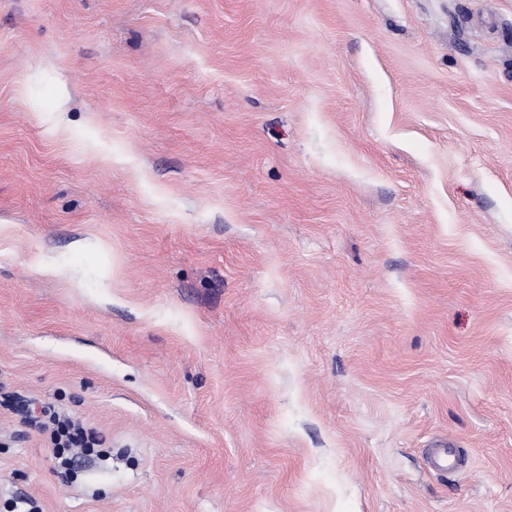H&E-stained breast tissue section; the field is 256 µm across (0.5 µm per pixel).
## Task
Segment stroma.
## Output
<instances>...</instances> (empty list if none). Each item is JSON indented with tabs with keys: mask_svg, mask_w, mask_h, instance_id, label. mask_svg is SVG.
I'll list each match as a JSON object with an SVG mask.
<instances>
[{
	"mask_svg": "<svg viewBox=\"0 0 512 512\" xmlns=\"http://www.w3.org/2000/svg\"><path fill=\"white\" fill-rule=\"evenodd\" d=\"M0 395V512H512V0H0ZM40 413L42 417L27 412L24 422L49 432L55 468L60 474L74 473L78 455L99 461L112 457V448L105 447L103 438L80 419L50 407L42 408ZM426 461L428 467L434 471H452L458 465V450L449 443L440 448H429Z\"/></svg>",
	"mask_w": 512,
	"mask_h": 512,
	"instance_id": "1",
	"label": "stroma"
}]
</instances>
